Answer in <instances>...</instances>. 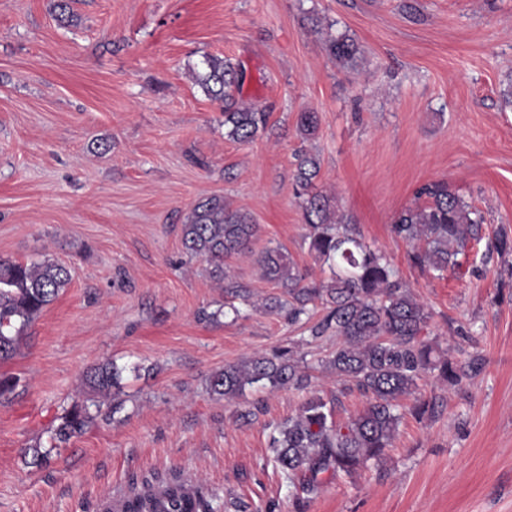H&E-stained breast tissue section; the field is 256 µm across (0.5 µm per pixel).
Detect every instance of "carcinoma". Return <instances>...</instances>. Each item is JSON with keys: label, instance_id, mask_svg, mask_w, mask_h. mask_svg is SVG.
<instances>
[{"label": "carcinoma", "instance_id": "obj_1", "mask_svg": "<svg viewBox=\"0 0 512 512\" xmlns=\"http://www.w3.org/2000/svg\"><path fill=\"white\" fill-rule=\"evenodd\" d=\"M328 55L352 66L357 44L345 37L326 43ZM195 83L210 99L224 103V134L247 143L266 129L269 113L238 102L243 79L240 70L224 57L206 55ZM318 129L315 112L300 113L297 132L304 141ZM294 192L308 227V248L327 264L328 280L306 282L286 249L263 251L258 259L262 277L285 290L288 300L272 298L263 309L281 312L290 324L307 323L314 311L322 318L309 328L310 343L336 337V348L321 363L336 374L340 392L358 391L366 406L345 422L334 417V402L312 395L298 413L272 425L270 449L274 462L290 480L300 478L302 497L311 499L323 486L324 475H352L378 461L391 447L402 418L400 400L415 392L418 381L431 371L453 385L460 373L453 351L422 338L433 313L399 277L384 252L366 244L356 225L340 213L336 198L317 190L320 172L316 155L306 149L295 154ZM483 219L448 183H428L416 192L415 202L393 219L394 236L410 247L418 267L438 274L458 270L471 241L482 239ZM257 224L246 211L234 209L222 196L195 203L182 225V245L188 256L205 262L210 276L225 283L224 260L250 249ZM490 251L512 255V235L499 232ZM71 283L70 269L50 259L30 262L0 260V362L13 359L26 329ZM298 344L270 355L246 357L224 366L209 378L212 393L228 403L248 388L304 391L310 375L301 370L304 359ZM123 369L105 361L90 367L84 382L102 398L116 397ZM94 402L73 403L53 429L51 447L57 448L81 434L95 419ZM116 512H212L198 488L176 477L116 501Z\"/></svg>", "mask_w": 512, "mask_h": 512}]
</instances>
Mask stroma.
Instances as JSON below:
<instances>
[{"mask_svg": "<svg viewBox=\"0 0 512 512\" xmlns=\"http://www.w3.org/2000/svg\"><path fill=\"white\" fill-rule=\"evenodd\" d=\"M54 5L0 0V259L48 258L72 276L0 363L18 381L0 399V512H103L175 471L215 512H512V257L485 245L512 233V0H75L69 27ZM341 36L360 49L355 67L325 50ZM207 54L239 65L243 98L268 108L252 141L228 140L221 103L195 85ZM303 112L319 118L305 143ZM303 145L317 188L432 311L426 338L467 368L455 386L427 374L414 396L436 413H404L381 461L326 477L310 500L276 468L270 425L309 392L337 400L341 421L365 398L339 394L313 352L306 393L248 389L230 405L207 386L304 334L261 308L283 294L261 276L266 247H286L308 281L328 275L294 196ZM433 181L485 217L482 242L441 277L391 232ZM213 195L259 226L227 262L250 294L238 318L182 246L185 216ZM106 360L125 369L120 409L103 400L83 434L29 465L26 449L48 445L89 396L84 371Z\"/></svg>", "mask_w": 512, "mask_h": 512, "instance_id": "stroma-1", "label": "stroma"}]
</instances>
